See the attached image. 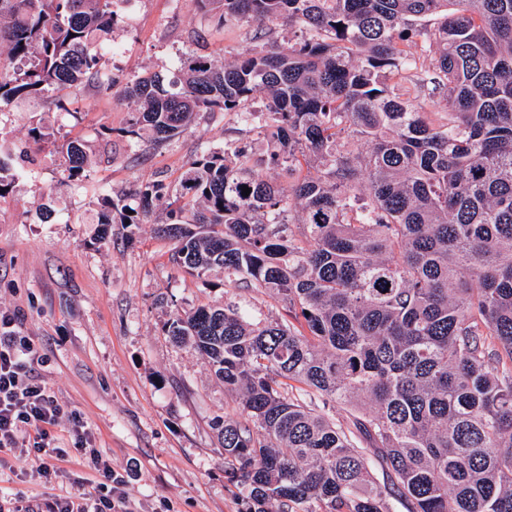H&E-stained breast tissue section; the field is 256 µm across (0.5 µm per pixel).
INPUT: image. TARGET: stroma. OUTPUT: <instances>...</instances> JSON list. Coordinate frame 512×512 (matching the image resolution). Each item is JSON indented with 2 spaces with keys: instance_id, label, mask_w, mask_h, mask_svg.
<instances>
[{
  "instance_id": "35a3bbf8",
  "label": "stroma",
  "mask_w": 512,
  "mask_h": 512,
  "mask_svg": "<svg viewBox=\"0 0 512 512\" xmlns=\"http://www.w3.org/2000/svg\"><path fill=\"white\" fill-rule=\"evenodd\" d=\"M248 25L216 27L193 0H133L112 35L113 75L143 72L171 77L184 53L234 60L251 44ZM130 107L117 91L86 87L73 113L40 100L19 104L0 119V153L28 151L31 165L15 168L0 198V311L19 312L22 331L39 347V367L66 410L81 414L95 446L127 479L128 512H245L224 478L216 418L235 420L234 394L215 380L196 351L174 345L164 326L202 305L241 302L252 314L287 318L281 301L226 279L204 278L172 261L173 243L154 224L112 225L101 234L97 198L157 177L176 181L187 161L233 136L235 114H202L183 135L153 145L125 137ZM48 127L34 142L31 128ZM78 139L90 156L81 186H62V143ZM52 221L40 222V207ZM47 484L34 462L0 453V499L22 512H42L50 495L76 491L90 471L80 457Z\"/></svg>"
}]
</instances>
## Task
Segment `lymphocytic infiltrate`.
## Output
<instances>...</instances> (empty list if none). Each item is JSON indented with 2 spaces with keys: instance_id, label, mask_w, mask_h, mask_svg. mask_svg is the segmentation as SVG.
<instances>
[{
  "instance_id": "1",
  "label": "lymphocytic infiltrate",
  "mask_w": 512,
  "mask_h": 512,
  "mask_svg": "<svg viewBox=\"0 0 512 512\" xmlns=\"http://www.w3.org/2000/svg\"><path fill=\"white\" fill-rule=\"evenodd\" d=\"M41 357L19 318L0 312V452L34 457L36 470L45 481L62 474V462L79 455L92 465L96 478L89 488L52 496L47 512H115L123 503L124 479L113 472L95 448L92 434L79 415L67 412L51 388L36 375ZM68 421L73 435L71 447H61L53 429Z\"/></svg>"
}]
</instances>
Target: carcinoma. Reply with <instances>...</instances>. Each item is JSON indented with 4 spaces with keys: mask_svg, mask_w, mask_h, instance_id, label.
<instances>
[{
    "mask_svg": "<svg viewBox=\"0 0 512 512\" xmlns=\"http://www.w3.org/2000/svg\"><path fill=\"white\" fill-rule=\"evenodd\" d=\"M194 3L220 27L286 18L295 34L128 79V143L219 109L266 148L227 140L175 188L105 194L98 223L162 206L179 268L288 307L291 322L229 301L165 328L239 399L241 419L215 423L227 483L246 512H512V0ZM117 6L0 0V117L112 89ZM61 150L75 187L85 145Z\"/></svg>",
    "mask_w": 512,
    "mask_h": 512,
    "instance_id": "carcinoma-1",
    "label": "carcinoma"
}]
</instances>
